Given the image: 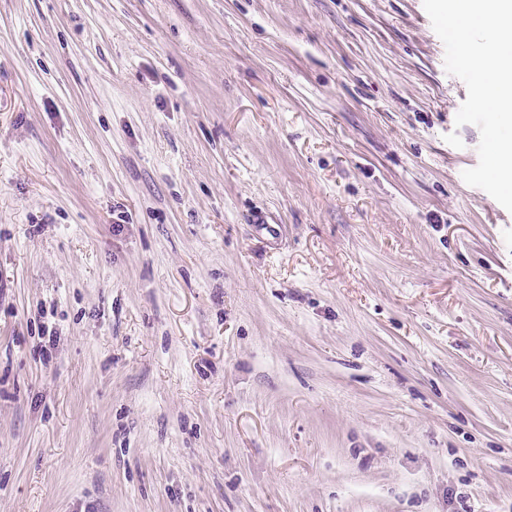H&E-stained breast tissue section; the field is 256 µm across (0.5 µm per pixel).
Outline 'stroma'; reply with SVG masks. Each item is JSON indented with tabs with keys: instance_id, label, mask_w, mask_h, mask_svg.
Listing matches in <instances>:
<instances>
[{
	"instance_id": "stroma-1",
	"label": "stroma",
	"mask_w": 512,
	"mask_h": 512,
	"mask_svg": "<svg viewBox=\"0 0 512 512\" xmlns=\"http://www.w3.org/2000/svg\"><path fill=\"white\" fill-rule=\"evenodd\" d=\"M444 60L423 0H0V512H512Z\"/></svg>"
}]
</instances>
